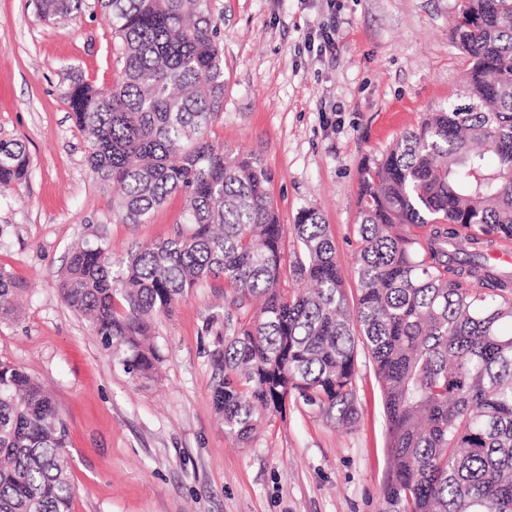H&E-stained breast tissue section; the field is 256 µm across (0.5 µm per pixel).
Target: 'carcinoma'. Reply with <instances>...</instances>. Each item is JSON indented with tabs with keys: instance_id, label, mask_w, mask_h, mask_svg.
Segmentation results:
<instances>
[{
	"instance_id": "cac0c4a2",
	"label": "carcinoma",
	"mask_w": 512,
	"mask_h": 512,
	"mask_svg": "<svg viewBox=\"0 0 512 512\" xmlns=\"http://www.w3.org/2000/svg\"><path fill=\"white\" fill-rule=\"evenodd\" d=\"M119 45L112 87L77 76L66 98L93 176L121 194L113 213L144 224L173 194L182 222L119 260L104 242L71 250L63 301L88 317L124 370L160 363L152 320L198 282L261 300L215 356L224 431L247 443L293 397L337 424L358 416L357 346L379 380L387 423L385 512H512V0H463L450 37L465 53L463 103L425 114L360 172L356 303L328 225L313 208L280 222L270 175L207 137L224 100V50L209 0H97ZM85 0H37L79 18ZM30 160L0 140V189ZM414 228L425 232L417 236ZM302 286L279 287L286 233ZM25 288L0 271V318ZM65 425L45 387L0 360V512H72Z\"/></svg>"
}]
</instances>
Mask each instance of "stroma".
<instances>
[{
	"label": "stroma",
	"mask_w": 512,
	"mask_h": 512,
	"mask_svg": "<svg viewBox=\"0 0 512 512\" xmlns=\"http://www.w3.org/2000/svg\"><path fill=\"white\" fill-rule=\"evenodd\" d=\"M461 0H210L224 48V104L210 139L257 156L282 224L320 211L336 241L349 299L359 170L456 100L468 61L448 30ZM336 31L319 53L323 29ZM117 45L95 0L55 24L35 0H0V139L21 141L30 172L0 192V270L27 292L0 321V359L49 385L66 425L72 512H383L386 418L374 369L357 359L359 417L334 424L290 400L247 444L213 406V358L256 303L236 306L222 280L199 283L153 320L156 374L127 373L62 300L69 253L85 240L123 255L169 237L174 194L145 224L112 212L91 174L89 143L70 118L68 77L112 85Z\"/></svg>",
	"instance_id": "obj_1"
}]
</instances>
